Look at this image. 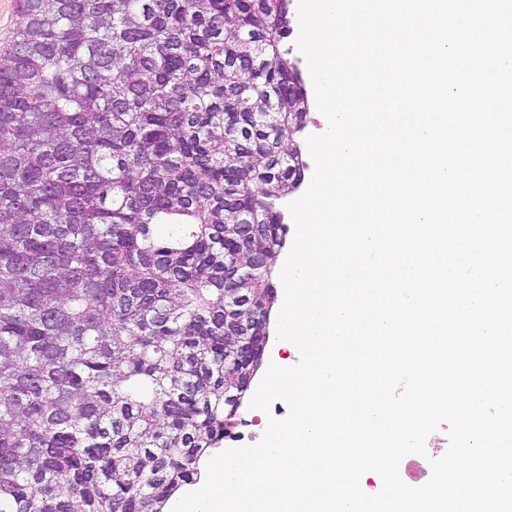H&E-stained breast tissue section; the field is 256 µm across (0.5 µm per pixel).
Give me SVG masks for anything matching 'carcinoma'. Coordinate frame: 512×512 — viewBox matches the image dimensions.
Returning a JSON list of instances; mask_svg holds the SVG:
<instances>
[{"instance_id":"1","label":"carcinoma","mask_w":512,"mask_h":512,"mask_svg":"<svg viewBox=\"0 0 512 512\" xmlns=\"http://www.w3.org/2000/svg\"><path fill=\"white\" fill-rule=\"evenodd\" d=\"M17 12L0 56V512H166L226 437L262 351L244 339L277 305L282 204L307 170L288 4Z\"/></svg>"}]
</instances>
